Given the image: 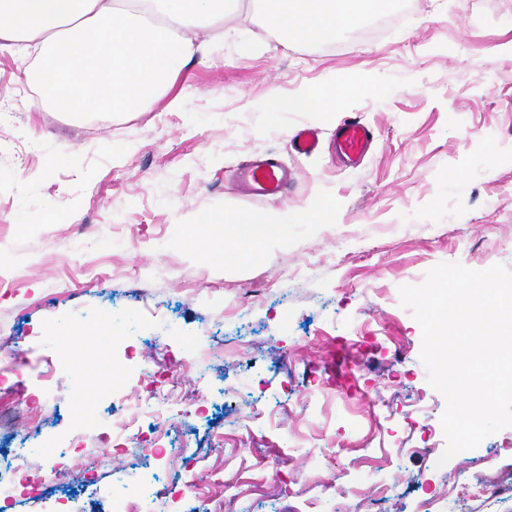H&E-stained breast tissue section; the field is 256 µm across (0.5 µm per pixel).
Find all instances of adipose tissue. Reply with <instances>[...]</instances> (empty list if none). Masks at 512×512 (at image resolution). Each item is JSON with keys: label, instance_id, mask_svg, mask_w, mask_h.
I'll return each instance as SVG.
<instances>
[{"label": "adipose tissue", "instance_id": "ef3b65f1", "mask_svg": "<svg viewBox=\"0 0 512 512\" xmlns=\"http://www.w3.org/2000/svg\"><path fill=\"white\" fill-rule=\"evenodd\" d=\"M279 38L331 45L377 9L380 0H0V49L32 44L44 71L63 92L59 112H138L143 103L170 91L184 66L205 55L199 33L220 30L241 2ZM356 79L332 75L316 87L288 95L271 92L266 110L333 112L356 94ZM219 246L211 261L241 266L264 259L286 240L288 218L273 209L257 221L229 211L207 216Z\"/></svg>", "mask_w": 512, "mask_h": 512}]
</instances>
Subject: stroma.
Here are the masks:
<instances>
[{
  "instance_id": "stroma-1",
  "label": "stroma",
  "mask_w": 512,
  "mask_h": 512,
  "mask_svg": "<svg viewBox=\"0 0 512 512\" xmlns=\"http://www.w3.org/2000/svg\"><path fill=\"white\" fill-rule=\"evenodd\" d=\"M393 2L382 27L364 20L328 47L282 42L240 5L235 37L184 67L182 104L139 112L47 111L18 79L37 50L0 52V359L22 349L51 365L13 381L11 401L36 409L12 445L63 487L57 501L1 493L0 512H115L141 476L145 512L208 496L218 512H512V426L436 465L446 402L399 297L442 262L512 269V0ZM332 73L366 88L334 113L265 112L271 90ZM349 119L373 133L354 166L333 146ZM301 128L320 133L317 152L292 151ZM267 153L291 180L248 200L231 176ZM319 196L333 223H299ZM275 206L291 230L266 259L201 257L202 216ZM105 323L114 337L83 336ZM188 337L195 367L163 407L172 438L191 433L177 466L105 459L99 434ZM112 364L123 374L91 386ZM76 432L81 468L56 465ZM461 480L505 491L462 510L448 499Z\"/></svg>"
}]
</instances>
